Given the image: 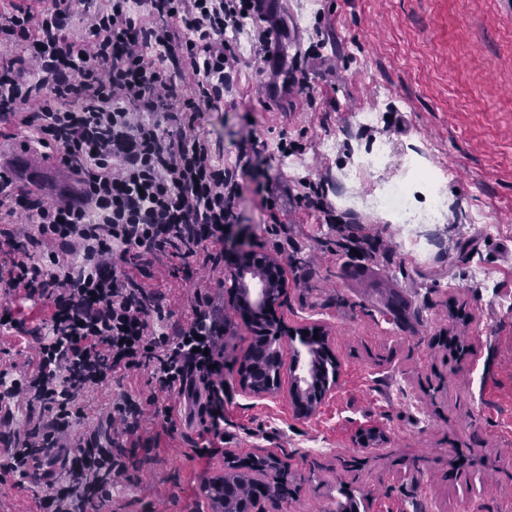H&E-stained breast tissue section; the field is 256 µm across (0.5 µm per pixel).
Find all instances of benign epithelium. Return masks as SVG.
<instances>
[{
    "instance_id": "benign-epithelium-1",
    "label": "benign epithelium",
    "mask_w": 512,
    "mask_h": 512,
    "mask_svg": "<svg viewBox=\"0 0 512 512\" xmlns=\"http://www.w3.org/2000/svg\"><path fill=\"white\" fill-rule=\"evenodd\" d=\"M241 259L230 270L232 288L230 297L235 308L243 309L242 320L254 336H267L280 341L284 336H293L299 340L304 350L321 344L328 346L326 327L313 322L297 328L288 326L277 314V309L284 303L287 294V281L280 260L273 255L257 256L245 249L241 250ZM318 338H313V335ZM273 356L279 369L266 383L265 389L257 390L251 385L248 377L249 365L240 362L238 366L239 384L245 393L257 397L286 395L293 407L295 415L310 417L336 390V378L322 383L314 381L309 361L298 366L293 361L286 366L280 346L273 349ZM383 436L374 429H366L359 433L356 442L363 448H376L382 444ZM277 469L288 475V463L279 454L268 451L263 454H252L239 457L228 451L225 453L224 472L248 473L260 476Z\"/></svg>"
}]
</instances>
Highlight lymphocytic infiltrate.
Here are the masks:
<instances>
[{
	"label": "lymphocytic infiltrate",
	"mask_w": 512,
	"mask_h": 512,
	"mask_svg": "<svg viewBox=\"0 0 512 512\" xmlns=\"http://www.w3.org/2000/svg\"><path fill=\"white\" fill-rule=\"evenodd\" d=\"M249 32L255 60L274 26L248 0H112L110 11L43 0L32 11L0 5V122L12 123L69 169L81 205L17 193L0 171V325L22 331L15 308L39 299L47 332L32 328L28 370L0 369V430L10 439L0 473L49 474L45 512H91L122 487L131 435L144 445L175 427V401L198 407L206 440L224 442V315L198 296L170 326L163 294L130 267L169 254L210 276L224 273L238 173L259 153L248 137L233 166L201 131L240 61L234 35ZM144 371L145 390L126 391ZM112 402L83 401L108 383Z\"/></svg>",
	"instance_id": "1"
}]
</instances>
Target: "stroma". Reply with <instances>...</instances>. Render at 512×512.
Masks as SVG:
<instances>
[{"label": "stroma", "mask_w": 512, "mask_h": 512, "mask_svg": "<svg viewBox=\"0 0 512 512\" xmlns=\"http://www.w3.org/2000/svg\"><path fill=\"white\" fill-rule=\"evenodd\" d=\"M281 17L299 63L287 91L259 94L245 54L221 109L198 123L228 163L248 134L263 142L228 237L279 256L288 296L278 313L293 327H327L338 381L308 418L286 396L244 393L237 361L252 335L225 303L224 446L287 459L290 494L264 512H335L349 496L356 512H512V0H284ZM380 88L387 100L376 99ZM366 108L375 125L353 128ZM284 138L297 147L288 165L277 151ZM380 140L393 151L389 166L343 179ZM413 148L455 170L442 185L444 223L416 245L369 206L375 184L402 178ZM305 179L323 183L348 233L379 236L384 252L335 254L336 232L295 199ZM271 189L282 194L277 232L266 228ZM478 206L486 219L474 224ZM477 265L485 281L473 279ZM349 266L371 274L346 279ZM176 271L137 278L182 323L210 283L195 268ZM393 290L409 303L403 314L392 310ZM188 413H176L158 447L127 446L125 485L94 512H210L204 489L224 456H197L203 426ZM368 426L383 432L380 447L357 445ZM44 495L42 482L7 476L0 512H43Z\"/></svg>", "instance_id": "1"}]
</instances>
